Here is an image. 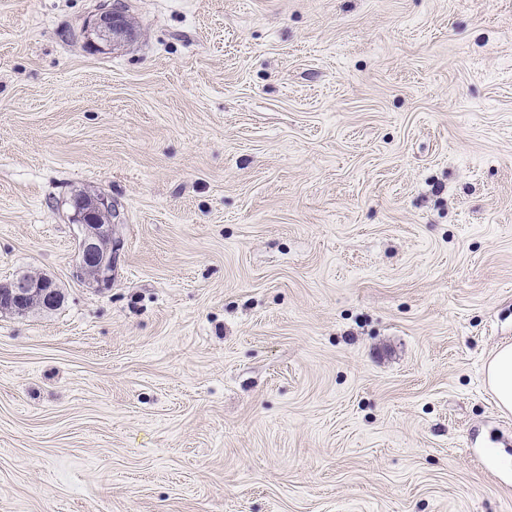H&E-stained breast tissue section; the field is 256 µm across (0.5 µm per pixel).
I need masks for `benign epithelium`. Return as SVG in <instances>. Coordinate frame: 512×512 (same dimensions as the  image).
I'll list each match as a JSON object with an SVG mask.
<instances>
[{"label": "benign epithelium", "instance_id": "1", "mask_svg": "<svg viewBox=\"0 0 512 512\" xmlns=\"http://www.w3.org/2000/svg\"><path fill=\"white\" fill-rule=\"evenodd\" d=\"M84 38L99 51L111 49L132 32L125 8L117 0L109 8H102L85 20L82 26ZM112 207V200L98 195L87 209L74 211L80 223L82 236L78 247L76 277L98 288L112 285L114 255L112 247V225L98 224V213ZM60 300V293L53 281L47 277L22 274L12 281L0 284V310L25 313L35 308H51Z\"/></svg>", "mask_w": 512, "mask_h": 512}]
</instances>
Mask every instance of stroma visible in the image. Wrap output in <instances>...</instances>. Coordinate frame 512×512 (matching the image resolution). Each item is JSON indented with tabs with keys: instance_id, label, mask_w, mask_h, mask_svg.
Listing matches in <instances>:
<instances>
[{
	"instance_id": "obj_1",
	"label": "stroma",
	"mask_w": 512,
	"mask_h": 512,
	"mask_svg": "<svg viewBox=\"0 0 512 512\" xmlns=\"http://www.w3.org/2000/svg\"><path fill=\"white\" fill-rule=\"evenodd\" d=\"M102 2L0 0V512H512V0ZM82 30L87 43L103 52L127 38L133 29L124 6L117 1L111 7L99 9L92 14L85 20ZM73 201L74 217L80 223L82 236L78 247L76 277L96 288H107L112 284L114 265V247L112 255V200L105 195H98L87 209L79 214ZM111 208L103 214L102 224H96L100 210ZM105 240L108 247L104 245ZM60 293L47 277L22 274L12 281L0 284V310L25 313L35 308L54 307ZM486 380L504 412H512V345L500 348L485 366Z\"/></svg>"
}]
</instances>
